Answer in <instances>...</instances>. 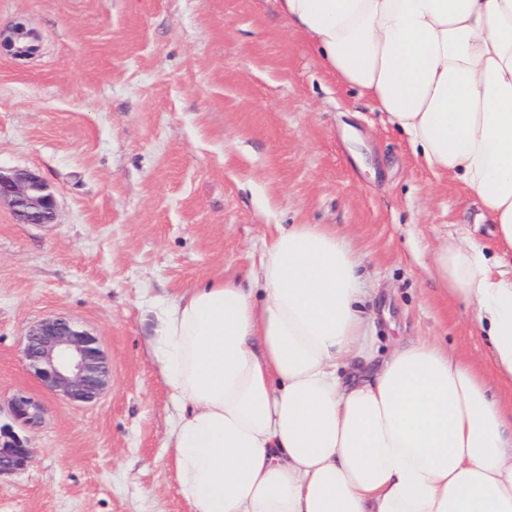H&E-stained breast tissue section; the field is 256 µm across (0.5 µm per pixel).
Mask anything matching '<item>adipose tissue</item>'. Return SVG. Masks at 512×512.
<instances>
[{
    "label": "adipose tissue",
    "mask_w": 512,
    "mask_h": 512,
    "mask_svg": "<svg viewBox=\"0 0 512 512\" xmlns=\"http://www.w3.org/2000/svg\"><path fill=\"white\" fill-rule=\"evenodd\" d=\"M324 70L372 101L496 226L458 233L429 272L475 308L490 374L427 338L370 350L362 263L320 224L278 228L254 277L154 311L180 413L190 512H512V0H275Z\"/></svg>",
    "instance_id": "ef3b65f1"
}]
</instances>
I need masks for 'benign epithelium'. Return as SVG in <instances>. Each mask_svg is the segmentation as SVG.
I'll return each mask as SVG.
<instances>
[{
	"label": "benign epithelium",
	"mask_w": 512,
	"mask_h": 512,
	"mask_svg": "<svg viewBox=\"0 0 512 512\" xmlns=\"http://www.w3.org/2000/svg\"><path fill=\"white\" fill-rule=\"evenodd\" d=\"M0 48L17 58L34 50L22 25L0 33ZM2 202L22 224H52L56 218V196L32 170H0ZM22 358L45 389L76 405L98 399L110 379V367L97 337L65 317L46 318L31 326L24 336ZM10 407L13 423L0 424V476L28 467L34 449L15 427L35 430L44 415L41 400L25 391L14 394Z\"/></svg>",
	"instance_id": "benign-epithelium-1"
}]
</instances>
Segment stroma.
Listing matches in <instances>:
<instances>
[{
    "label": "stroma",
    "mask_w": 512,
    "mask_h": 512,
    "mask_svg": "<svg viewBox=\"0 0 512 512\" xmlns=\"http://www.w3.org/2000/svg\"><path fill=\"white\" fill-rule=\"evenodd\" d=\"M16 24L38 50L0 53V168L37 172L58 209L34 225L0 205V422L16 391L45 407L31 463L0 477V512H189L152 308L246 280L279 224L326 225L359 254L379 351L426 337L486 370L473 308L426 268L451 231L496 249L492 224L274 0H0V28ZM52 316L109 359L94 403L42 390L21 359Z\"/></svg>",
    "instance_id": "obj_1"
}]
</instances>
